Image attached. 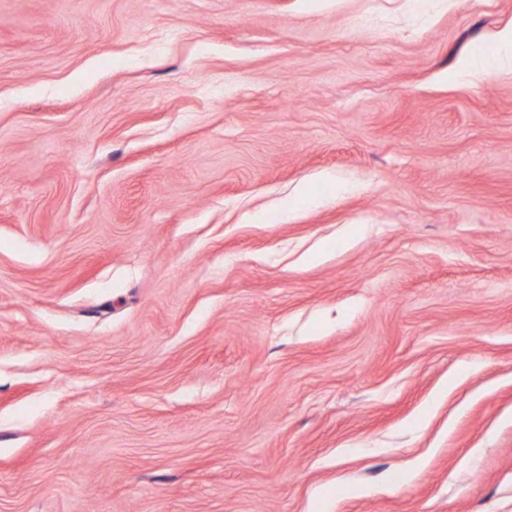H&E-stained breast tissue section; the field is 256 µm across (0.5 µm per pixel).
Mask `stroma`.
<instances>
[{"instance_id": "35a3bbf8", "label": "stroma", "mask_w": 512, "mask_h": 512, "mask_svg": "<svg viewBox=\"0 0 512 512\" xmlns=\"http://www.w3.org/2000/svg\"><path fill=\"white\" fill-rule=\"evenodd\" d=\"M512 0H0V512H512ZM512 47V35L506 33L503 35L499 46L494 50L485 51L471 60V66L479 69L482 73L490 72L495 67L496 56L499 52L500 48H510Z\"/></svg>"}]
</instances>
